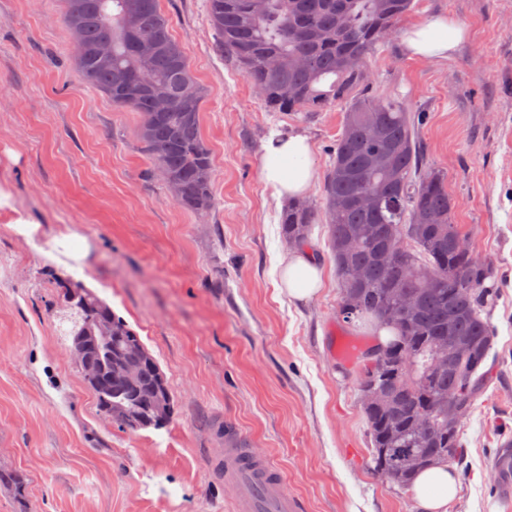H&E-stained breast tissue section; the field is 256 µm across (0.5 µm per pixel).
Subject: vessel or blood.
<instances>
[{
	"instance_id": "obj_1",
	"label": "vessel or blood",
	"mask_w": 512,
	"mask_h": 512,
	"mask_svg": "<svg viewBox=\"0 0 512 512\" xmlns=\"http://www.w3.org/2000/svg\"><path fill=\"white\" fill-rule=\"evenodd\" d=\"M210 456L212 476L235 490V512H303L300 500L288 493L280 469L253 454L242 437L225 433L223 447L211 449ZM493 467L507 474L499 491L503 501H511L512 449L503 450Z\"/></svg>"
}]
</instances>
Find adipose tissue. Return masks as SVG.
<instances>
[{
  "mask_svg": "<svg viewBox=\"0 0 512 512\" xmlns=\"http://www.w3.org/2000/svg\"><path fill=\"white\" fill-rule=\"evenodd\" d=\"M464 37L458 24L448 17L436 16L405 30L403 44L411 55L444 59L457 52ZM260 173L277 198L302 197L314 177L308 137L301 133L271 135L263 144ZM278 265L277 287L287 291L292 300L306 302L319 292L321 269L309 255L293 251L281 257ZM458 487V476L447 464L439 462L422 469L414 479L420 512H447Z\"/></svg>",
  "mask_w": 512,
  "mask_h": 512,
  "instance_id": "obj_1",
  "label": "adipose tissue"
}]
</instances>
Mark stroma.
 Segmentation results:
<instances>
[{
    "label": "stroma",
    "mask_w": 512,
    "mask_h": 512,
    "mask_svg": "<svg viewBox=\"0 0 512 512\" xmlns=\"http://www.w3.org/2000/svg\"><path fill=\"white\" fill-rule=\"evenodd\" d=\"M205 90L201 129L215 207H180L137 136L138 113L84 84L61 22L64 0H0V512H228L232 488L209 474L216 427L247 438L282 471L304 512H418L413 489L374 472L356 366L337 349L366 348L369 327L339 319L326 225L312 251L324 286L306 303L275 287L288 253L283 209L261 178L272 131L309 137L307 200L319 201L345 103L270 112L236 63L213 50L206 0H160ZM445 15L466 40L445 59L406 53L393 37L361 91L419 112L426 167L448 176L453 221L492 262L486 309L498 363L462 428L458 494L448 512H512L492 461L512 441V0H417L412 25ZM36 223L34 243L11 226ZM89 250L66 254L70 236ZM58 249L59 262L44 253ZM73 279L106 301L157 360L174 397L160 429L103 419L70 355L57 285Z\"/></svg>",
    "instance_id": "35a3bbf8"
}]
</instances>
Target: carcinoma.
Wrapping results in <instances>:
<instances>
[{
  "instance_id": "carcinoma-1",
  "label": "carcinoma",
  "mask_w": 512,
  "mask_h": 512,
  "mask_svg": "<svg viewBox=\"0 0 512 512\" xmlns=\"http://www.w3.org/2000/svg\"><path fill=\"white\" fill-rule=\"evenodd\" d=\"M207 0L217 34L216 50L235 60L271 112H313L349 101L342 132L327 169L320 203L288 202L280 215L288 243H308L312 226L327 225L329 247L341 284V315L367 317L394 339L378 345L386 363L362 382L372 360L360 354L357 380L377 473L408 487L426 466L461 459V429L491 381L484 369L493 352L492 327L482 313L496 293L486 285L493 265L465 249L468 237L452 223L448 177L424 169L417 150L420 115L392 96L356 95L370 79V58L393 38L413 0ZM67 30L81 27L74 41L81 79L141 116L138 138L154 169L168 176L174 200L198 215L215 206L214 167L201 131L203 87L195 79L172 21L159 0H66ZM112 44L101 57L98 43ZM169 102L162 112L157 103ZM374 200L367 208L358 195ZM97 316L113 319L112 353L140 351L144 359L137 389L101 374L100 347L88 349L80 367L101 412L135 431L130 419L144 414L163 426L173 397L157 360L140 336L93 292ZM75 326L90 323L81 306L62 295ZM448 356V367L435 357Z\"/></svg>"
}]
</instances>
